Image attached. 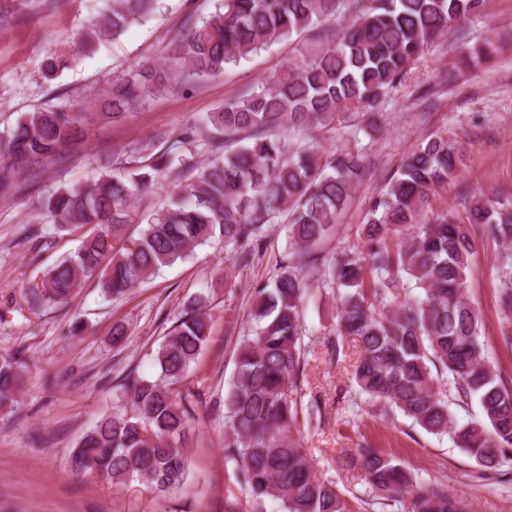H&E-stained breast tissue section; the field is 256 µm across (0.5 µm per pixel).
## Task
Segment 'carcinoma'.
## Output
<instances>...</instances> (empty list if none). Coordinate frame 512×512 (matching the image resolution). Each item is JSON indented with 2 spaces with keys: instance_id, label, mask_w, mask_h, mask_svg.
<instances>
[{
  "instance_id": "obj_1",
  "label": "carcinoma",
  "mask_w": 512,
  "mask_h": 512,
  "mask_svg": "<svg viewBox=\"0 0 512 512\" xmlns=\"http://www.w3.org/2000/svg\"><path fill=\"white\" fill-rule=\"evenodd\" d=\"M485 0H221L216 10L180 32L169 57L113 76L95 111L38 108L0 132V199L23 198L49 166L71 163L69 148L87 130L120 121L157 96L202 81L282 40L322 29L326 46L296 56L257 86L225 101L156 153L141 147L130 160L104 162L78 186H59L39 200L45 223L57 231L94 225L78 249L44 271L30 289L33 310L69 303L81 283L97 282L120 298L160 268L214 240L247 267L267 250V227L288 224L291 251L275 278L253 287L251 328L241 340L224 395V459L233 465L224 512H244L236 492L264 499L279 512H347L336 482L314 471L310 449L293 426L320 422L321 402H303L308 344L304 298L313 275L336 288L339 304L330 359L344 344L359 348L350 391L379 410L399 411L414 425L446 435L484 472L512 454V388L486 361L482 319L465 298L476 241L471 228L512 247V201L478 197L465 215L423 218L437 189L453 183L457 142L431 138L409 151L368 202L364 249L343 250L317 264L324 242L363 181V148L323 156L301 133L326 127L346 112L365 118L401 86L424 48ZM155 0H109L103 18L83 30V47L114 39L148 16ZM352 21L337 33L340 15ZM208 161L198 164L196 157ZM176 185L168 204L146 205ZM145 223L134 240L126 225ZM207 300L196 296L153 353L155 373L130 372L118 385L115 410L84 432L70 453L76 476L96 475L114 486L134 481L166 499L194 478L188 454L201 386L189 381L211 335ZM400 309H393V304ZM503 319L512 323V271L504 272ZM24 357L0 354V413L17 406ZM477 401L484 421H460L450 409ZM339 466L360 475L379 500L393 501L416 484L411 472L375 448L340 455ZM407 512H467L440 484L417 489Z\"/></svg>"
}]
</instances>
